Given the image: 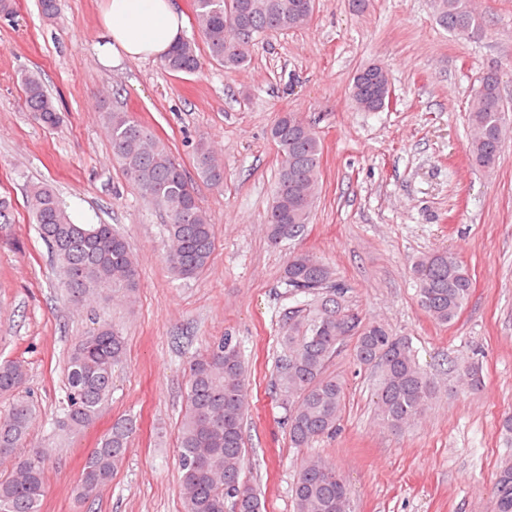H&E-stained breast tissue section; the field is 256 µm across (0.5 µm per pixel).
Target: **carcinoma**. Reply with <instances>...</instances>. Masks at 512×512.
<instances>
[{
    "label": "carcinoma",
    "instance_id": "cac0c4a2",
    "mask_svg": "<svg viewBox=\"0 0 512 512\" xmlns=\"http://www.w3.org/2000/svg\"><path fill=\"white\" fill-rule=\"evenodd\" d=\"M199 39H181L161 58L174 74L193 75L201 65L199 44L227 72L245 68L251 49L269 35L305 24L313 0H193ZM436 22L462 40L480 38L484 18L471 0H434ZM25 108L34 120L53 129L61 122L42 78L21 74ZM387 72L376 65L353 77L351 98L362 111H378L388 92ZM113 157L140 196L166 217L163 260L176 279H191L210 266L215 249L214 224L195 191V180L212 188L224 185V163L213 147H195L197 179L150 130L126 112L102 108ZM468 154L480 167H492L506 132L505 108L496 73H487L469 106ZM281 160L272 202L265 216L274 244L304 233L319 192L322 143L314 128L295 112L282 113L270 131ZM28 211L48 246L60 288L76 306L116 297L129 299L139 288V264L126 239L110 224H76L47 183L26 189ZM418 303L439 324L459 315L473 288L472 277L447 250L413 262ZM289 292L308 297L305 307L288 312L281 336L282 354L271 383L285 410L284 423L295 448L336 433L344 387L326 367L347 337H355L354 357L375 370L382 423L391 430L413 424L436 392L435 382L417 363L409 341L379 322L364 323L345 305L347 288L335 269L308 252H292L284 267ZM125 353L121 330L107 319L96 321L69 349L67 391L59 430L88 427L112 396V373ZM27 370L20 361L0 363V394L12 395L0 415V461L10 463L0 478V512H41L46 495L44 464L48 449L27 447L36 420L33 401L22 395ZM249 369L237 340L223 336L189 362L185 413L179 426V466L184 491L182 512H261L259 495L241 481L246 448L243 421ZM137 431L132 416L112 422L85 458L73 493L94 502L125 459ZM295 512H353L346 483L321 457L307 458L292 487ZM490 512H512V458L498 467Z\"/></svg>",
    "mask_w": 512,
    "mask_h": 512
}]
</instances>
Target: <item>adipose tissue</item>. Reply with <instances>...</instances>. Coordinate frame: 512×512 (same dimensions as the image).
Instances as JSON below:
<instances>
[{
    "label": "adipose tissue",
    "mask_w": 512,
    "mask_h": 512,
    "mask_svg": "<svg viewBox=\"0 0 512 512\" xmlns=\"http://www.w3.org/2000/svg\"><path fill=\"white\" fill-rule=\"evenodd\" d=\"M184 26L174 0H101L94 51L106 67L156 60L181 39Z\"/></svg>",
    "instance_id": "ef3b65f1"
}]
</instances>
